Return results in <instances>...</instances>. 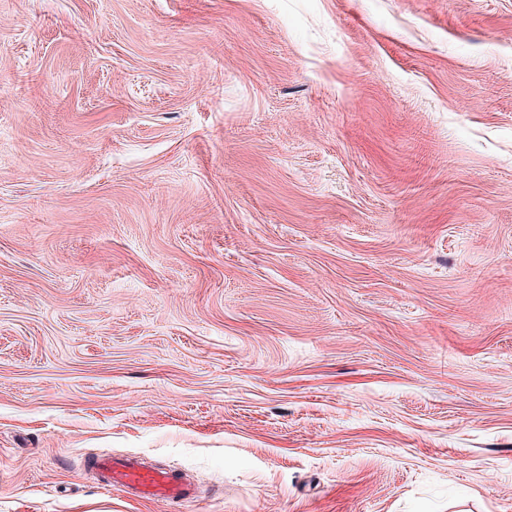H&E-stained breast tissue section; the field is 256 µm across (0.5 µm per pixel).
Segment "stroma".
<instances>
[{
	"label": "stroma",
	"instance_id": "stroma-1",
	"mask_svg": "<svg viewBox=\"0 0 512 512\" xmlns=\"http://www.w3.org/2000/svg\"><path fill=\"white\" fill-rule=\"evenodd\" d=\"M0 512H512V0H0ZM102 488H116L135 498L186 503L198 497V487L178 469L153 468L137 455H99L87 462Z\"/></svg>",
	"mask_w": 512,
	"mask_h": 512
}]
</instances>
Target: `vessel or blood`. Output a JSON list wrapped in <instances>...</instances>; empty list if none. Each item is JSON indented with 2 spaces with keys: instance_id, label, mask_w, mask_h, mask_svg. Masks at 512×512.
Returning <instances> with one entry per match:
<instances>
[{
  "instance_id": "vessel-or-blood-1",
  "label": "vessel or blood",
  "mask_w": 512,
  "mask_h": 512,
  "mask_svg": "<svg viewBox=\"0 0 512 512\" xmlns=\"http://www.w3.org/2000/svg\"><path fill=\"white\" fill-rule=\"evenodd\" d=\"M87 466L101 487L115 488L138 499L184 503L199 494L198 487L180 470L146 466L136 455H99Z\"/></svg>"
}]
</instances>
